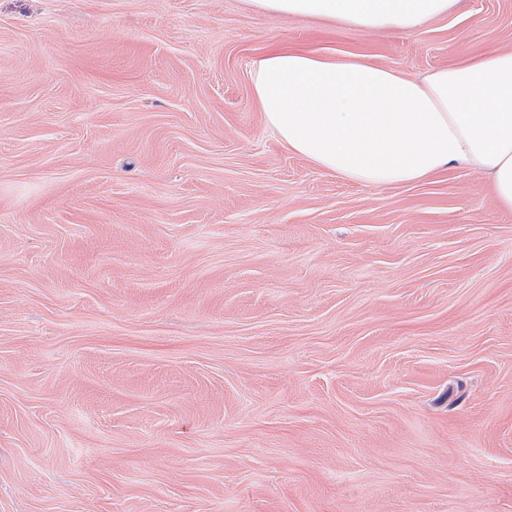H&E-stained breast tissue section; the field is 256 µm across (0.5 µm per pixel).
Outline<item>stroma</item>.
<instances>
[{
	"label": "stroma",
	"mask_w": 512,
	"mask_h": 512,
	"mask_svg": "<svg viewBox=\"0 0 512 512\" xmlns=\"http://www.w3.org/2000/svg\"><path fill=\"white\" fill-rule=\"evenodd\" d=\"M281 42L418 78L512 51V0H0V512H512V213L288 151ZM266 15L320 18L366 30H410L447 15L456 0H248Z\"/></svg>",
	"instance_id": "1"
}]
</instances>
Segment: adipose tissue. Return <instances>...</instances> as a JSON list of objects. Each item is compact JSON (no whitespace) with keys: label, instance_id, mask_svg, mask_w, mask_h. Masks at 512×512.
<instances>
[{"label":"adipose tissue","instance_id":"1","mask_svg":"<svg viewBox=\"0 0 512 512\" xmlns=\"http://www.w3.org/2000/svg\"><path fill=\"white\" fill-rule=\"evenodd\" d=\"M266 15L320 18L366 30H410L447 15L455 0H249ZM265 124L288 150L367 186L408 184L466 167L490 180L512 213V52L412 80L353 59L285 45L254 61Z\"/></svg>","mask_w":512,"mask_h":512}]
</instances>
